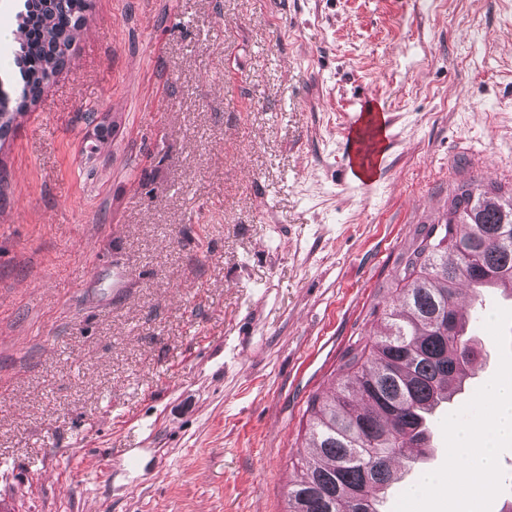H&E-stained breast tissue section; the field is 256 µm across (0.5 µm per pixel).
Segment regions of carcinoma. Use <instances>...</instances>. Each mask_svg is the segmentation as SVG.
Segmentation results:
<instances>
[{
  "label": "carcinoma",
  "instance_id": "carcinoma-1",
  "mask_svg": "<svg viewBox=\"0 0 512 512\" xmlns=\"http://www.w3.org/2000/svg\"><path fill=\"white\" fill-rule=\"evenodd\" d=\"M85 0H24L17 14L23 100L0 121L7 131L25 99L64 63ZM458 224L468 230L459 234ZM512 296V188L471 180L448 196L443 223L433 224L407 250L386 292L385 325L376 339L349 347L333 388L307 402L300 478L289 488L286 512H379L382 491L401 479L394 461L404 449L428 450L427 417L447 403L482 348L458 307L474 305L480 289ZM448 312L454 333L440 337Z\"/></svg>",
  "mask_w": 512,
  "mask_h": 512
}]
</instances>
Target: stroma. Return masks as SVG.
<instances>
[{"label": "stroma", "instance_id": "obj_1", "mask_svg": "<svg viewBox=\"0 0 512 512\" xmlns=\"http://www.w3.org/2000/svg\"><path fill=\"white\" fill-rule=\"evenodd\" d=\"M18 122L0 507L285 512L308 399L379 334L403 254L458 184H512V0H89ZM482 300L472 393L512 310ZM431 428L382 512L443 464Z\"/></svg>", "mask_w": 512, "mask_h": 512}]
</instances>
